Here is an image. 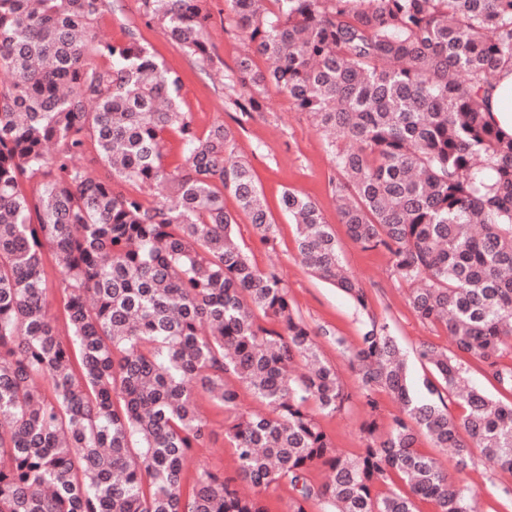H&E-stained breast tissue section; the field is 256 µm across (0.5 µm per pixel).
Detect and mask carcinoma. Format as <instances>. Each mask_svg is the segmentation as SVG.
Returning a JSON list of instances; mask_svg holds the SVG:
<instances>
[{
	"instance_id": "cac0c4a2",
	"label": "carcinoma",
	"mask_w": 512,
	"mask_h": 512,
	"mask_svg": "<svg viewBox=\"0 0 512 512\" xmlns=\"http://www.w3.org/2000/svg\"><path fill=\"white\" fill-rule=\"evenodd\" d=\"M108 4L0 0L11 75L0 83V512H271L266 493L282 484L292 512H472L469 490L418 441L455 449L459 469L477 450L512 472V402L465 368L481 362L512 393V134L486 109L494 77L512 70V0H225L247 45L225 104L258 112L273 88L313 115L351 239L391 255L415 315L452 344H419L420 398L389 324L369 317L347 364L371 411L380 392L400 411L383 430L363 424L355 457L336 453L312 413L349 399L317 341L335 334L311 329L279 272L253 264L224 205L228 192L260 241H275L251 164L229 128L196 130L179 71L134 34L89 39ZM144 6L187 56L214 64L207 0ZM173 135L184 159L171 170ZM87 137L104 175L80 162ZM280 208L302 263L367 308L316 204L288 189ZM46 249L63 332L47 309ZM242 386L264 410H240ZM201 398L233 415L232 475L187 478L211 435ZM322 466L330 479L316 487ZM396 478L407 491L389 488Z\"/></svg>"
}]
</instances>
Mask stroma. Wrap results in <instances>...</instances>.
I'll use <instances>...</instances> for the list:
<instances>
[{
  "instance_id": "1",
  "label": "stroma",
  "mask_w": 512,
  "mask_h": 512,
  "mask_svg": "<svg viewBox=\"0 0 512 512\" xmlns=\"http://www.w3.org/2000/svg\"><path fill=\"white\" fill-rule=\"evenodd\" d=\"M214 27L210 41L221 62L203 65L187 57L182 49L167 39L156 25L147 23L143 0H111L95 20L93 35L102 41L125 38L134 31L139 42L166 66L177 69L183 80L181 106L189 112L198 131H208L222 124L235 133L234 150L248 160L277 226L274 245L262 244L248 218L239 216L238 237L259 269H278L288 287L292 306L319 339L324 358L335 365L347 390H354V378L347 367L346 349L356 343L369 316L389 323L393 336L402 346L415 379H422L428 369L417 357L420 342L448 347L442 327L422 322L407 300V286L392 273L388 254L363 250L350 238L338 217V204L331 182L336 175L332 156L322 134L308 113L297 111L287 95L269 91L261 111L242 114L224 104V84L235 65L243 40L224 18V0H211ZM292 189L308 196L331 224L341 248L346 270L364 285L368 308L357 307L338 288L318 279L304 267L295 244V227L279 209L284 190ZM212 431L205 447L194 449L191 467L209 466L225 473L237 467L234 450L224 438L225 414L211 403H203ZM367 410L360 399H352L334 415H318L317 420L333 439L339 452L353 457L363 446L361 427ZM477 498L481 512H503L512 503V473L474 456L466 469L454 476Z\"/></svg>"
}]
</instances>
